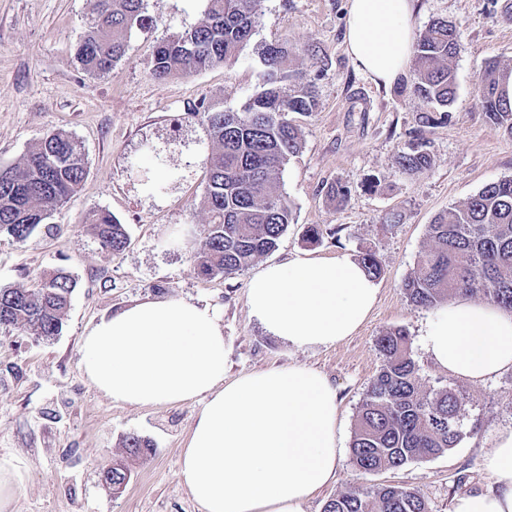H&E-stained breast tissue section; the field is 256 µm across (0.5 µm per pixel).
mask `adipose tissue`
<instances>
[{"label":"adipose tissue","instance_id":"obj_1","mask_svg":"<svg viewBox=\"0 0 512 512\" xmlns=\"http://www.w3.org/2000/svg\"><path fill=\"white\" fill-rule=\"evenodd\" d=\"M415 0H348L347 52L372 81L394 87L414 46ZM378 297L347 255L267 264L246 304L268 334L297 348L353 336ZM424 346L436 366L472 382L512 369V312L457 299L431 314ZM82 370L131 406L201 401L179 475L202 512H303L336 476V390L306 365L224 378V329L209 306L146 298L102 316L81 340ZM491 489L456 497L450 512H512V429L485 456Z\"/></svg>","mask_w":512,"mask_h":512}]
</instances>
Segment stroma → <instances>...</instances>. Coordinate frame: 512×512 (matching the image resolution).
I'll use <instances>...</instances> for the list:
<instances>
[{
    "label": "stroma",
    "instance_id": "stroma-1",
    "mask_svg": "<svg viewBox=\"0 0 512 512\" xmlns=\"http://www.w3.org/2000/svg\"><path fill=\"white\" fill-rule=\"evenodd\" d=\"M506 0H417V31L435 18L457 27L462 49L452 66L457 92L448 119L423 125L427 105L406 71L391 89L376 86L350 59L347 0H260L255 34L235 59L163 82L150 68L158 43L189 30L205 0H146L148 20L107 75L85 72L77 44L94 0H0V165H17L36 142L64 129L84 146L87 176L79 191L52 211L24 241L0 238V286L33 287L45 270L63 266L77 279L60 334L45 340L29 331L0 332V456L24 460L22 488L10 512H200L179 477V458L198 403L134 407L112 401L86 379L80 341L98 319L147 297H176L209 305L224 326L225 376L272 366L307 365L335 387L345 448L333 482L314 493L304 512H323L338 494L405 484L429 512H449L454 498L492 487L484 465L500 431L512 428V371L482 383L436 367L423 346L429 312L408 305L401 285L427 244V226L485 184L512 177V136L490 127L475 83L482 63L512 64V7ZM284 43L320 69L318 106L298 117L303 147L285 164L280 190L292 203L289 225L268 260L300 252L322 257L363 250L381 266L377 302L364 324L333 346L294 348L250 318L246 291L262 269L198 276L205 193L215 144L203 118L208 107L240 111L261 83L256 45ZM424 141L431 165L409 175L397 157ZM349 189L343 203L327 187ZM94 210L112 213L129 234L118 254L102 251L83 222ZM400 215L391 223V215ZM317 226L319 242L306 230ZM404 328L425 389L466 394L474 431L443 454L406 466L365 473L349 446L356 415L382 364L378 337ZM151 446L133 461L121 494L101 479L126 456L129 434Z\"/></svg>",
    "mask_w": 512,
    "mask_h": 512
}]
</instances>
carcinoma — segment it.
Here are the masks:
<instances>
[{"label": "carcinoma", "mask_w": 512, "mask_h": 512, "mask_svg": "<svg viewBox=\"0 0 512 512\" xmlns=\"http://www.w3.org/2000/svg\"><path fill=\"white\" fill-rule=\"evenodd\" d=\"M145 0H94L93 13L77 48L92 75L112 71L125 54L126 39L143 25ZM259 0H206L194 28L156 48L151 76L164 81L226 63L252 39ZM460 34L444 18L431 21L414 47V92L435 112L456 94L452 60ZM259 90L239 112L203 111L216 144L202 206L208 211L205 243L194 256L204 277L230 276L271 253L294 207L279 191L284 165L302 148L298 127L288 119L317 108L316 76L297 68V52L286 44H262ZM512 69L496 59L479 71L476 94L490 125L512 135V96L504 84ZM431 158L423 145L401 153L397 163L416 174ZM86 175L85 153L66 130H57L29 148L22 163L0 166V236L24 241L46 223L51 211L78 191ZM101 249L121 252L125 225L106 210L86 218ZM427 246L404 280L414 308H435L460 296L482 295L512 311V178L485 184L463 204L438 215L427 229ZM77 281L64 267L45 272L34 288H0V330L24 329L43 338L60 334ZM383 363L358 411L351 453L364 472L399 469L454 447L463 435L467 397L450 388L422 389L407 333L389 329L377 339ZM150 447L136 434L125 437L128 457ZM324 512H428L424 499L405 485H386L336 495Z\"/></svg>", "instance_id": "obj_1"}]
</instances>
